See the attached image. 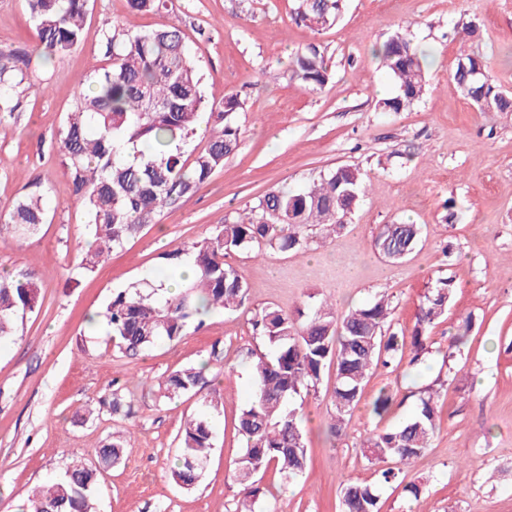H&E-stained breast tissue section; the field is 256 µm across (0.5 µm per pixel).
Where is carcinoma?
Here are the masks:
<instances>
[{
    "label": "carcinoma",
    "instance_id": "obj_1",
    "mask_svg": "<svg viewBox=\"0 0 512 512\" xmlns=\"http://www.w3.org/2000/svg\"><path fill=\"white\" fill-rule=\"evenodd\" d=\"M131 15L159 14L167 0H128ZM88 0H26L37 41L0 48V123L16 121L24 112L26 92L36 86V69L61 58L83 37ZM343 0H295L294 20L316 31L332 26L341 16ZM100 52L106 65L91 78V86L67 113L59 144L65 175L81 206L90 238L81 246L79 268L86 273L115 250L157 222L161 211L198 191L213 172L224 166L240 141L236 116L244 110L238 94L230 93L218 111L208 113L209 136L191 155L184 147L197 134L206 102L194 57L182 31L161 23L140 29L132 20L119 25L103 22ZM387 74L397 85L395 95L378 102L385 112H401L418 101L425 89L427 54L413 46L407 30L397 29L376 51ZM483 61L471 54L458 59L454 79L480 108L511 112L512 99L489 83L484 73L471 74ZM293 76L310 91L328 82V68L315 49L291 57ZM364 192L360 169L348 165L328 170L304 190L286 186L266 193L250 212L215 227L212 235L187 248L164 255V279L180 280L167 295L150 280L112 294L104 315L114 347L134 355L160 341H175L201 316L217 309L235 311L245 305L248 285L238 270L224 262L230 253L256 249L299 253L313 239L334 237L344 227L341 219L353 213ZM48 191L40 183L0 212V234L23 242L49 220ZM421 232L418 224L383 225L375 237L378 252L387 259H405ZM454 292L449 280L428 291L420 302L411 336L386 329L389 302L381 295L346 313L326 302L311 303L295 314L268 306L256 314L255 334L269 346L257 354L251 369L254 394L240 410L236 430L244 447L235 461L234 481L240 487L236 512H255L263 494L260 475L270 469L291 482L307 466L303 413L297 406L302 393L317 391L326 364L335 365L336 385L331 394L327 427L337 436L362 397L370 371L399 364L411 344V363L431 354L427 331L448 308ZM38 285L34 272L20 267L0 276V341L16 335L19 320L35 310ZM472 328L466 317L451 338L442 364L464 345ZM205 366H186L159 383L165 398L197 392L205 384ZM438 390L428 384L420 390L412 417L378 428L367 440L365 457L380 466L384 484L399 482L401 467L411 464L427 448L436 430ZM390 389H379L371 403L382 422L391 411ZM186 419L178 434L177 462L172 478L180 487L199 481L212 448V418L207 409ZM126 444L115 439L101 446V462L114 465ZM395 462L388 466L386 462ZM96 470L76 464L65 475L35 491L18 512H94ZM343 512H379V495L371 485L341 481Z\"/></svg>",
    "mask_w": 512,
    "mask_h": 512
}]
</instances>
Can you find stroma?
Listing matches in <instances>:
<instances>
[{
  "label": "stroma",
  "mask_w": 512,
  "mask_h": 512,
  "mask_svg": "<svg viewBox=\"0 0 512 512\" xmlns=\"http://www.w3.org/2000/svg\"><path fill=\"white\" fill-rule=\"evenodd\" d=\"M292 8V0H168L162 14L137 17L144 29L164 22L183 30L208 106L240 94V143L200 190L94 272L78 269L86 227L58 130L105 63L102 19L123 21L128 0H89L81 44L39 73L20 122L0 124V211L35 181L48 185L50 211L26 242L0 235V271L32 270L39 285L35 311L0 344V512H14L75 462L97 471V512H234L231 474L242 449L235 419L252 390L249 355L267 350L253 332L255 315L266 306L294 311L311 296L344 312L384 293L392 330L408 333L422 297L444 279L454 295L429 329L424 364L410 366L408 347L398 366L375 368L336 438L325 432L335 385L325 367L317 392L303 398L308 467L291 483L268 471L255 510L341 512L339 484L352 479L377 485L379 512H512V112L480 110L451 77L460 55L478 56L492 85L512 96V0H345L337 22L318 32L296 23ZM466 22L473 34L461 32ZM402 25L428 55L426 90L409 109L385 112L378 102L396 89L374 50ZM36 39L25 0H0V46ZM312 45L331 66L319 92L288 67L289 55ZM340 165L361 170L365 193L330 243L226 256L249 287L245 307L210 312L201 329L136 356L116 351L109 329L93 327L113 292L149 277L162 254L208 238L269 190L310 186ZM405 220L422 227L416 248L402 261L381 258L379 228ZM467 318L472 330L440 389L436 433L402 475L422 488L414 500L380 484L363 455L377 424L370 404L387 386L395 396L389 423L411 416L419 387L437 377L449 337ZM215 349L232 375L196 395L160 396L169 373L208 361ZM116 388L129 415L107 404ZM205 397L219 401L213 446L199 484L184 490L170 476L176 436ZM116 436L127 444L123 461L100 467L99 447Z\"/></svg>",
  "instance_id": "obj_1"
}]
</instances>
